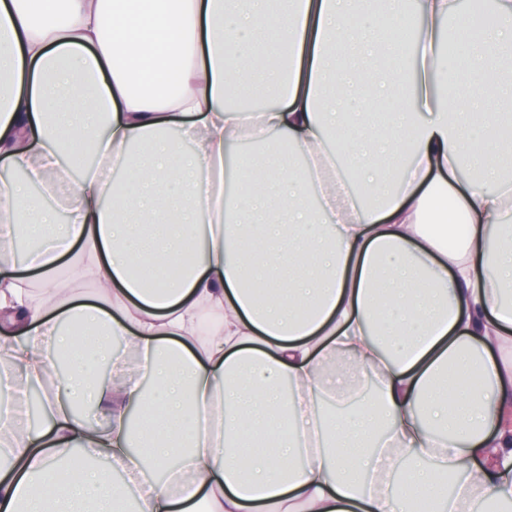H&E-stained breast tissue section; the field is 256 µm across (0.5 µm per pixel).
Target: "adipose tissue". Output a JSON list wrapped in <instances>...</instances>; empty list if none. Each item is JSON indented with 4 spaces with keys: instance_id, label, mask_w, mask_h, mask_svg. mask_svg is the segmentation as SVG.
Here are the masks:
<instances>
[{
    "instance_id": "ef3b65f1",
    "label": "adipose tissue",
    "mask_w": 512,
    "mask_h": 512,
    "mask_svg": "<svg viewBox=\"0 0 512 512\" xmlns=\"http://www.w3.org/2000/svg\"><path fill=\"white\" fill-rule=\"evenodd\" d=\"M387 7L413 22L417 70L377 41L372 0H0V512H112L130 492L139 512H414L424 493L431 512H512V89L489 84L512 0L460 59L440 42L457 0ZM261 91L276 105L227 103ZM392 91L405 108L367 136ZM274 134L308 177L240 155ZM76 144L96 156L77 178ZM22 227L38 245L17 263ZM188 240L184 276L144 287L135 269ZM355 370L377 399L325 418Z\"/></svg>"
}]
</instances>
